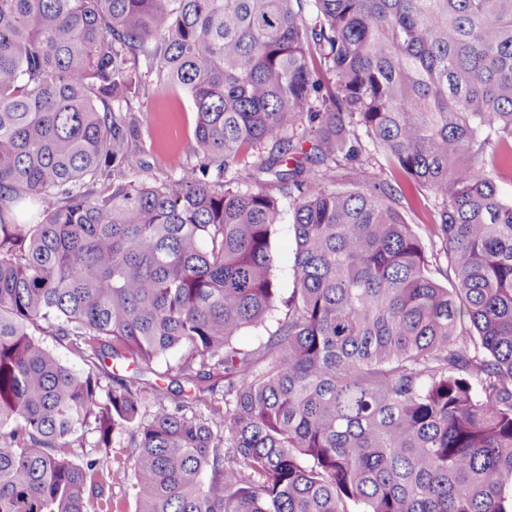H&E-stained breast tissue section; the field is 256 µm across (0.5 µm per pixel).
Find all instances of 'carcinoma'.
Instances as JSON below:
<instances>
[{"label": "carcinoma", "mask_w": 512, "mask_h": 512, "mask_svg": "<svg viewBox=\"0 0 512 512\" xmlns=\"http://www.w3.org/2000/svg\"><path fill=\"white\" fill-rule=\"evenodd\" d=\"M142 59L196 117L160 183ZM509 155L512 0H0V512H512ZM287 212L280 224H275L272 230L271 243L272 248L277 256L273 275L277 288L280 292L288 296L295 285L294 274V252H295V239L292 229V224H288V207ZM112 512H133L135 503L129 484L116 481L112 487ZM117 507V509L115 508Z\"/></svg>", "instance_id": "1"}]
</instances>
